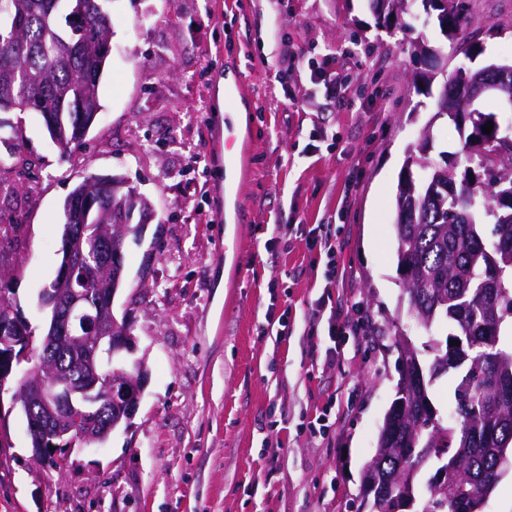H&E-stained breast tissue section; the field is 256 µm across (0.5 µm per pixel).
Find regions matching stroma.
<instances>
[{"label":"stroma","mask_w":512,"mask_h":512,"mask_svg":"<svg viewBox=\"0 0 512 512\" xmlns=\"http://www.w3.org/2000/svg\"><path fill=\"white\" fill-rule=\"evenodd\" d=\"M462 2L457 40L419 2L402 34L377 27L369 0H113L103 108L85 146L62 154L39 114L0 113L23 126L35 163L17 202L0 201V286L35 333L49 321L38 295L59 271L73 187L116 175L155 205L142 242L125 246L114 303L149 372L136 414L58 472L35 459L14 405L33 368L22 364L0 383V512H369L361 474L395 397L399 334L422 364L434 356L397 270L398 177L424 127L460 169L470 132L435 119L413 45L452 70L512 59V0ZM285 37L296 56L283 86ZM332 75L345 92L327 94ZM228 82L240 89L239 184L217 152ZM316 227L336 245L331 279ZM332 322L355 336L330 339ZM326 409L329 436L311 435Z\"/></svg>","instance_id":"stroma-1"}]
</instances>
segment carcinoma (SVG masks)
<instances>
[{
    "mask_svg": "<svg viewBox=\"0 0 512 512\" xmlns=\"http://www.w3.org/2000/svg\"><path fill=\"white\" fill-rule=\"evenodd\" d=\"M111 0H0V98L18 104L41 103L65 130L67 151L82 146L88 123L102 111L99 85L107 56L77 45L112 31ZM26 16V28L13 39V18ZM23 141L20 125L0 123V144ZM469 165L448 179L452 192L434 199L417 186L414 219L395 218L397 269L405 282L411 314L427 332L446 327L442 355L462 344L467 359L441 371L422 369L419 383L407 382L381 427L377 451L364 472L375 481L368 496L373 512H395L402 490L411 491L414 512H478L496 486L512 446V144H490L480 137ZM495 207L490 235L481 229L486 207ZM63 210L82 214L87 255L98 252L100 225L110 224L112 194L89 210L78 188ZM496 261L499 288L486 286L487 266ZM448 376L454 383L456 420H435L429 389ZM86 420H107L102 404H80ZM435 466L424 492L416 479Z\"/></svg>",
    "mask_w": 512,
    "mask_h": 512,
    "instance_id": "obj_1",
    "label": "carcinoma"
}]
</instances>
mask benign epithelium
Listing matches in <instances>:
<instances>
[{
    "mask_svg": "<svg viewBox=\"0 0 512 512\" xmlns=\"http://www.w3.org/2000/svg\"><path fill=\"white\" fill-rule=\"evenodd\" d=\"M377 16L389 24L401 18L393 0H379ZM417 51L426 66L428 79L447 75L446 65L435 52L424 45L417 46ZM507 69L509 66L506 64L492 63L480 70L464 66L457 71L453 101L458 104L456 111L462 113L461 122L475 119L481 111L479 101L483 97L504 98L506 88L488 79V74ZM151 218L152 213L146 207L140 212L139 224L132 226L126 223L125 211L112 210L114 229L101 234L107 256L98 270L82 276L83 288L77 290L72 287V282L79 271L83 233L76 217L69 216L62 237L63 263L52 287L44 288L39 298L40 308L51 312L46 334L35 335L28 321L13 307L6 292L0 293V302L8 307L12 316V319L0 323V346L9 350L6 367L0 371L1 379H6L13 367L29 360L35 351V343L49 350L62 343H80L82 338L72 334L70 317L74 312H81L85 302L91 299L95 300V315L85 320V335L96 337L99 344H107L114 360L122 359L124 352L134 351L128 325L120 323L114 314V296L109 294L107 283L116 284L125 277L122 244L131 233L143 235ZM147 377L148 370L143 360L136 359L126 367L110 372L103 369L96 351L90 357L88 375L78 382L63 379L56 367L47 361L27 372L15 401L26 418L29 435L37 439L34 456L43 459L52 454L58 470L64 471L68 452L75 446L84 447L106 439L121 421L131 420L138 409ZM76 398L91 403L104 398L112 407V420L104 423L99 434L93 435L84 430L76 415ZM51 446L54 447L52 451L49 450Z\"/></svg>",
    "mask_w": 512,
    "mask_h": 512,
    "instance_id": "benign-epithelium-1",
    "label": "benign epithelium"
}]
</instances>
